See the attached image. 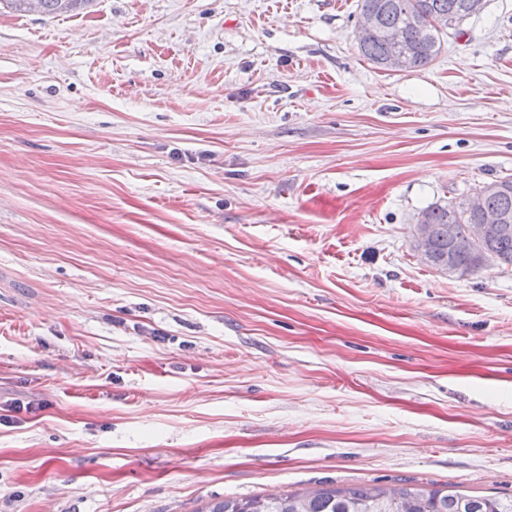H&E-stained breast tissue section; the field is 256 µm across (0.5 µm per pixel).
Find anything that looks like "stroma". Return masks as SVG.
<instances>
[{
	"instance_id": "stroma-1",
	"label": "stroma",
	"mask_w": 512,
	"mask_h": 512,
	"mask_svg": "<svg viewBox=\"0 0 512 512\" xmlns=\"http://www.w3.org/2000/svg\"><path fill=\"white\" fill-rule=\"evenodd\" d=\"M359 12L0 11V512L512 497V266L411 245L512 177V0L402 72ZM196 512H512V497L406 486L327 487L302 494L224 497Z\"/></svg>"
}]
</instances>
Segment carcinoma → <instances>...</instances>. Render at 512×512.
I'll return each instance as SVG.
<instances>
[{"label": "carcinoma", "instance_id": "carcinoma-1", "mask_svg": "<svg viewBox=\"0 0 512 512\" xmlns=\"http://www.w3.org/2000/svg\"><path fill=\"white\" fill-rule=\"evenodd\" d=\"M89 0H40L41 13L52 15L76 11ZM484 0H361V9L376 13L379 28L360 46L362 55L374 65L387 68L391 48L386 30L400 26L405 32V53L410 67L431 62L441 51L445 29L434 22L447 18L456 23L479 14ZM502 190L486 199L487 207L512 217V178L500 180ZM433 226L432 266L452 262L470 275L486 262L512 265V225L485 240L475 256L451 254L448 220H459L455 234L463 235L470 224L479 222L476 213H468L462 203L435 205L426 210ZM195 512H512V497L476 496L441 489L406 486L351 488L327 487L302 494H265L245 498L226 497Z\"/></svg>", "mask_w": 512, "mask_h": 512}]
</instances>
